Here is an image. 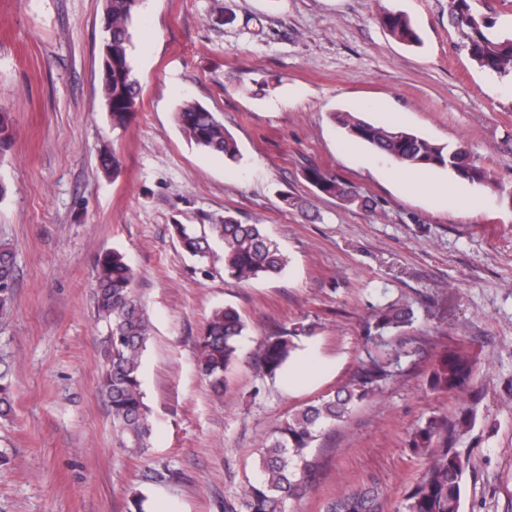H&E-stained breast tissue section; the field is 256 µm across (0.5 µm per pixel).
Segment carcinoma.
I'll return each instance as SVG.
<instances>
[{
    "instance_id": "obj_1",
    "label": "carcinoma",
    "mask_w": 512,
    "mask_h": 512,
    "mask_svg": "<svg viewBox=\"0 0 512 512\" xmlns=\"http://www.w3.org/2000/svg\"><path fill=\"white\" fill-rule=\"evenodd\" d=\"M112 23V82L103 83L112 124H124L136 111L141 87L131 63V23L136 0H108ZM448 22L457 30L471 60L481 69L512 75V34L493 31L491 17L476 11L471 0H448ZM384 28L396 39L416 43L419 36L410 19L385 11ZM333 119L356 140L362 141L406 168L446 169L457 179L500 189L491 171L462 146L438 145L421 135L383 121L371 122L357 112H336ZM183 134L197 147L239 160L237 141L225 128L221 117L196 102H183L175 112ZM319 192L331 195L348 206L369 207L344 181L316 168L305 174ZM173 231L181 247L193 257L205 258L211 243L224 247V272L241 282L271 278L280 274L287 258L271 240L262 224H243L230 214L216 223L196 229L175 224ZM134 270L126 256L107 251L95 268L94 307L106 326L104 343L107 364L101 391L106 398L113 427L124 447L132 454L148 448L153 423L144 402L141 359L151 335V325L133 295ZM16 282L13 247L0 242V309L11 306ZM416 316L405 304L389 303L370 314L364 347L349 383L307 404L280 422L263 445L256 478L247 484L238 500L227 502L224 512H288L287 503L300 499L316 478L317 464L310 457L314 441L325 427L342 420L352 405L382 391L414 362L422 339L410 335ZM246 328L237 309L224 306L214 310L199 336L198 369L214 391L224 389V373L238 359L239 341ZM297 334L285 329L263 341L256 351L260 374L274 377L292 360ZM475 381V364L458 345L448 346L429 375L435 392L460 394ZM472 418L466 413L450 425L436 417L418 424L409 440L411 450L428 456L427 467L410 488L400 512H463L462 491L470 458L455 448L456 438L467 432ZM325 512H383L381 494L374 486H361L331 499Z\"/></svg>"
}]
</instances>
